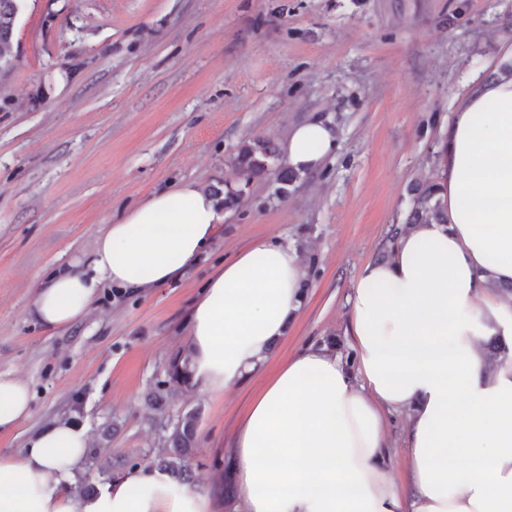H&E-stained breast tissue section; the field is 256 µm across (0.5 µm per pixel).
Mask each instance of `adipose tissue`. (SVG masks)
I'll return each mask as SVG.
<instances>
[{
  "mask_svg": "<svg viewBox=\"0 0 512 512\" xmlns=\"http://www.w3.org/2000/svg\"><path fill=\"white\" fill-rule=\"evenodd\" d=\"M336 143L314 117L291 129L285 158L311 172ZM438 196L443 218L400 233L393 256L365 264L348 303L352 355L275 347L306 297L304 262L272 235L210 277L186 318L190 381L201 393L267 377L227 450L236 512H512V74L474 83L448 126ZM225 214L200 183L153 193L93 237L83 265L37 290L31 313L63 331L100 289L178 281ZM498 338L505 356L490 358ZM406 416V468L390 469L386 417ZM31 414L28 383L0 373V435ZM90 446L57 419L0 455V512H218L212 493L136 468L88 498L65 487Z\"/></svg>",
  "mask_w": 512,
  "mask_h": 512,
  "instance_id": "adipose-tissue-1",
  "label": "adipose tissue"
}]
</instances>
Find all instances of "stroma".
Returning a JSON list of instances; mask_svg holds the SVG:
<instances>
[{
	"label": "stroma",
	"instance_id": "stroma-1",
	"mask_svg": "<svg viewBox=\"0 0 512 512\" xmlns=\"http://www.w3.org/2000/svg\"><path fill=\"white\" fill-rule=\"evenodd\" d=\"M510 46L512 0H24L0 72V372L33 399L0 453L72 419L96 451L72 483L105 486L116 458L149 466L163 425L195 409L194 486L211 488L210 461L264 377L218 396L158 390L200 289L236 250L282 234L307 297L279 356L321 341L350 354L353 281L391 257L415 190L439 181L460 94ZM314 115L336 146L279 194L283 144ZM259 140L275 149L270 173L247 183L234 157ZM182 180L240 194L195 267L143 295L104 289L83 321L46 332L29 312L43 279Z\"/></svg>",
	"mask_w": 512,
	"mask_h": 512
}]
</instances>
